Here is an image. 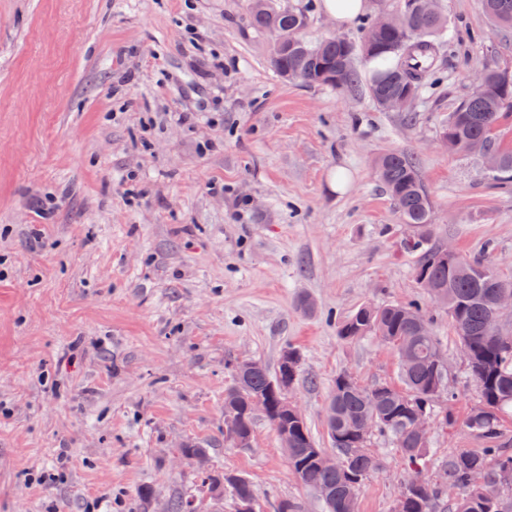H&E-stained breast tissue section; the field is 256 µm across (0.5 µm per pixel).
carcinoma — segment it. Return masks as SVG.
Instances as JSON below:
<instances>
[{
  "instance_id": "cac0c4a2",
  "label": "carcinoma",
  "mask_w": 512,
  "mask_h": 512,
  "mask_svg": "<svg viewBox=\"0 0 512 512\" xmlns=\"http://www.w3.org/2000/svg\"><path fill=\"white\" fill-rule=\"evenodd\" d=\"M484 8L499 26H512V0H484ZM253 26L272 36L288 38V46L271 56L278 76L286 81L318 85L327 71L336 73L341 87L357 83V55L373 64L368 90L373 103L402 91L405 80H419L425 86L435 73L436 58L447 32V21L439 13L409 11L408 37L411 49L394 50L403 34L376 28L368 23L354 49L328 37L312 43L302 35L306 24L301 9L274 7L272 0H251ZM506 112H512V85L504 87L500 73L489 70L483 84L464 99L448 118L443 132L448 134L451 151L475 152L493 144L497 126ZM501 164L494 171L500 183L512 178V152L499 153ZM378 175L406 224L426 229L430 223L431 202L419 178L415 160L390 152L377 163ZM403 248L416 254V278H425L444 293L442 308L456 329L459 343L467 350L469 374L480 392V403L467 415L464 426L485 447L460 450L441 463H431L430 442H423L415 430V415H433L435 403L454 398L448 375L441 372L448 352L440 346L420 305L386 303L360 306L337 327L338 337L352 342L364 336H377L396 352L403 388L377 384L359 385L348 375L336 378L326 411L327 436L336 454V469L319 466L318 446L307 422L285 415L278 387L281 371L270 373L257 363L238 371L237 383L224 395V440L253 437L255 401L264 403V416L276 431H288L292 453L290 472L303 476L312 487L325 512H347L348 504L359 506L358 490L367 477L379 469L380 460L369 451L373 434L393 438L409 463L418 470L433 464L434 479L402 488L394 512H512V445L503 440L504 413L512 412V337H497L491 330L496 296L512 291V279H503L483 258L448 262L432 243L430 234L403 242ZM484 472L490 484L477 485L471 475ZM224 487L242 505L256 495L255 484L233 472L224 473Z\"/></svg>"
}]
</instances>
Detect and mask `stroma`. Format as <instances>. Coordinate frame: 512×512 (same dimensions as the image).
Returning a JSON list of instances; mask_svg holds the SVG:
<instances>
[{"instance_id":"stroma-1","label":"stroma","mask_w":512,"mask_h":512,"mask_svg":"<svg viewBox=\"0 0 512 512\" xmlns=\"http://www.w3.org/2000/svg\"><path fill=\"white\" fill-rule=\"evenodd\" d=\"M439 4L448 42L404 114L364 68L349 89L281 80L249 0H0V512H236L201 482L227 471L256 512H323L263 414L252 447L225 442L224 394L236 362L273 372L295 347L289 396L326 445L338 375L400 382L388 344L336 334L367 303L426 307L456 393L430 452L480 448L479 390L375 171L412 155L432 241L512 278V183L439 139L476 71H512V27L483 0ZM371 448L359 512H393L414 470L390 437ZM226 488L230 490L238 505H244L246 500L256 495L255 484L238 473L224 472V490Z\"/></svg>"}]
</instances>
